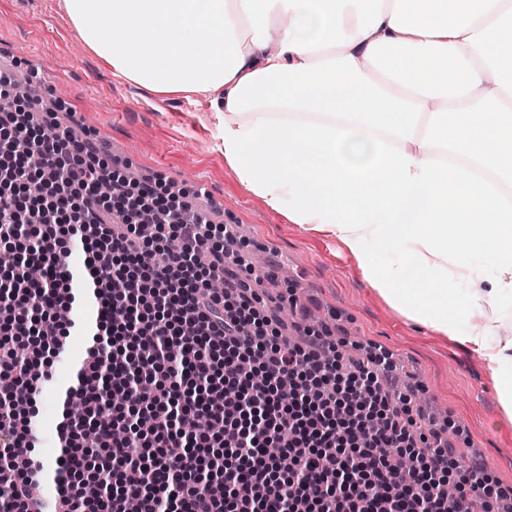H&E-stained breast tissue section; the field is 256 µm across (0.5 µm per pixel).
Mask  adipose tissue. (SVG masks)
Segmentation results:
<instances>
[{"instance_id":"1","label":"adipose tissue","mask_w":512,"mask_h":512,"mask_svg":"<svg viewBox=\"0 0 512 512\" xmlns=\"http://www.w3.org/2000/svg\"><path fill=\"white\" fill-rule=\"evenodd\" d=\"M60 6L114 76L212 92L239 182L336 239L402 317L477 353L512 422V0Z\"/></svg>"}]
</instances>
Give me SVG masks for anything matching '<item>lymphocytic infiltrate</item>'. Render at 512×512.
<instances>
[{"mask_svg":"<svg viewBox=\"0 0 512 512\" xmlns=\"http://www.w3.org/2000/svg\"><path fill=\"white\" fill-rule=\"evenodd\" d=\"M13 94L0 73V244L25 249L0 274V512H49L30 424L74 326L58 312L76 301L75 240L98 335L79 370L85 415L59 431L58 512H126L132 497L140 512H491L483 469L384 385L390 354L348 367L327 332L288 342L260 305L258 278L227 248L233 225L184 202L157 206L151 181L106 196L111 165L14 111ZM134 211L150 213V229ZM156 242L161 263H143ZM191 413L211 429L182 427ZM87 467L92 479L75 483Z\"/></svg>","mask_w":512,"mask_h":512,"instance_id":"1","label":"lymphocytic infiltrate"}]
</instances>
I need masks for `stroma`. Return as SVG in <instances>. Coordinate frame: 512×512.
<instances>
[{"label":"stroma","mask_w":512,"mask_h":512,"mask_svg":"<svg viewBox=\"0 0 512 512\" xmlns=\"http://www.w3.org/2000/svg\"><path fill=\"white\" fill-rule=\"evenodd\" d=\"M0 71L37 84L34 110L92 136L126 179L153 178L163 191L193 193L211 223L237 225L240 252L267 274L266 300L285 307L293 293L308 312L335 322L345 360L391 353L397 385L417 388L416 405L447 426L454 448L479 455L493 483L512 488V423L501 415L490 371L460 344L400 316L336 242L288 223L249 193L214 144L210 96H157L113 77L58 0H0ZM77 384V369L54 365L43 384L54 401L36 399V457L59 455L64 400Z\"/></svg>","instance_id":"stroma-1"}]
</instances>
